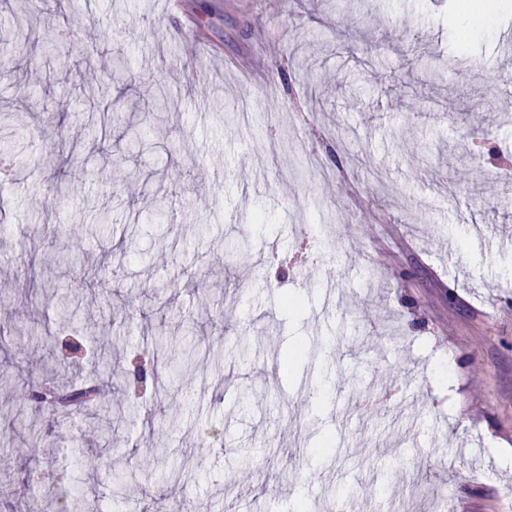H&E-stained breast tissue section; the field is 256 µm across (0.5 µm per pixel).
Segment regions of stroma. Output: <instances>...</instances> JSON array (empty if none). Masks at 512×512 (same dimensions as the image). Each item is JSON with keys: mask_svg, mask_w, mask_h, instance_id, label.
<instances>
[{"mask_svg": "<svg viewBox=\"0 0 512 512\" xmlns=\"http://www.w3.org/2000/svg\"><path fill=\"white\" fill-rule=\"evenodd\" d=\"M461 5L0 0V144L26 132L0 180V488L67 470L29 512L63 495L105 512L118 492L138 512H512V11L477 28L452 19ZM356 19L370 51L333 32ZM435 55L456 61L446 79ZM88 70L150 139L89 130ZM157 83L179 112L157 111ZM29 225L52 248L32 251ZM243 237L245 266L224 250ZM220 302L225 323L183 324ZM48 328L84 358L115 341L127 370L139 341L167 343L153 428L122 384L108 451L79 413L23 411L44 383L92 379L37 353ZM300 342L313 354L282 373L274 356ZM317 368L332 385L316 403ZM33 427L53 453L23 447ZM179 467L196 482H169Z\"/></svg>", "mask_w": 512, "mask_h": 512, "instance_id": "1", "label": "stroma"}]
</instances>
